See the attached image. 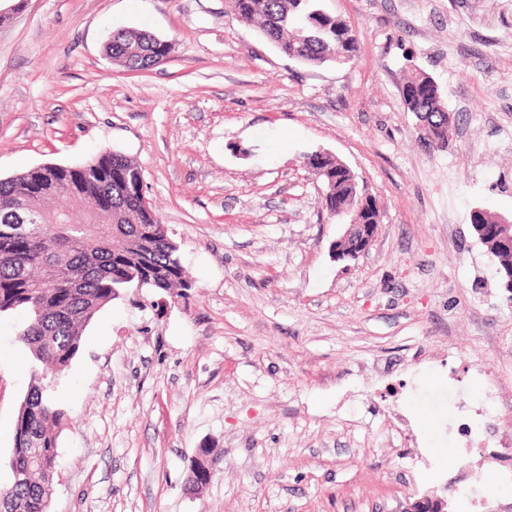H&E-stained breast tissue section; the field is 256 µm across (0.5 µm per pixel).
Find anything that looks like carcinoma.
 <instances>
[{
  "instance_id": "cac0c4a2",
  "label": "carcinoma",
  "mask_w": 512,
  "mask_h": 512,
  "mask_svg": "<svg viewBox=\"0 0 512 512\" xmlns=\"http://www.w3.org/2000/svg\"><path fill=\"white\" fill-rule=\"evenodd\" d=\"M231 11L258 25L284 55L309 66L354 59L358 39L321 0H228ZM173 43L144 30L119 29L106 46L112 61L145 71L172 53ZM404 111L431 113L448 125L438 137L447 144L456 129L448 122L443 93L427 73L415 70L401 89ZM326 210L348 204L349 178L326 158L318 165ZM21 199L31 210L52 217L67 210L72 224H36L16 235L11 206ZM479 211L472 224L495 258L503 282L512 281V252L498 248ZM151 204L144 201L143 176L128 156L105 152L73 165L43 164L0 179V314L22 310L27 322L18 334L32 362L29 388L19 407L11 472L22 480L0 487V512H49L57 475V439L68 415L52 395L54 382L78 354L86 327L100 310L130 291L183 298L194 284Z\"/></svg>"
}]
</instances>
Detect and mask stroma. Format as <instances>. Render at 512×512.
Listing matches in <instances>:
<instances>
[{"label": "stroma", "instance_id": "1", "mask_svg": "<svg viewBox=\"0 0 512 512\" xmlns=\"http://www.w3.org/2000/svg\"><path fill=\"white\" fill-rule=\"evenodd\" d=\"M359 42L348 64L282 54L225 0H27L0 24V178L117 150L194 283L129 293L86 329L53 395L51 512H512L484 448L448 431L451 383L497 378L512 454V302L470 214L512 213V0H323ZM169 40L128 71L113 31ZM429 73L457 117L439 149L400 90ZM323 149L379 207L377 235L335 260L343 232L305 166ZM0 316V485L30 382ZM214 475L192 490L196 451Z\"/></svg>", "mask_w": 512, "mask_h": 512}]
</instances>
